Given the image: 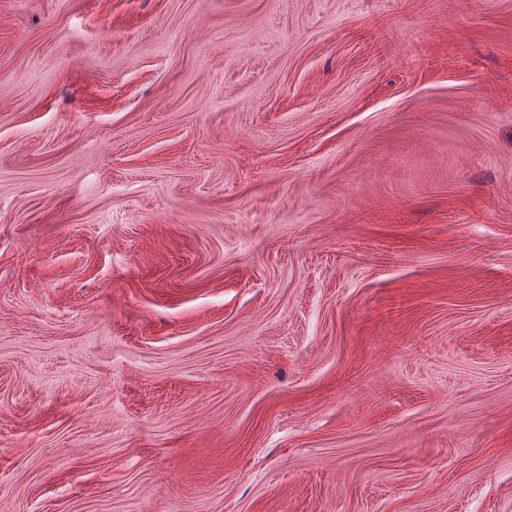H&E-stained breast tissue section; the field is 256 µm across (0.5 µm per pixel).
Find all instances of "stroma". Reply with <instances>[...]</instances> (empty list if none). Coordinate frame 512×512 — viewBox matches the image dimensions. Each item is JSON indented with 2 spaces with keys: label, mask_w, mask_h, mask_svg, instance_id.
<instances>
[{
  "label": "stroma",
  "mask_w": 512,
  "mask_h": 512,
  "mask_svg": "<svg viewBox=\"0 0 512 512\" xmlns=\"http://www.w3.org/2000/svg\"><path fill=\"white\" fill-rule=\"evenodd\" d=\"M0 512H512V0H0Z\"/></svg>",
  "instance_id": "35a3bbf8"
}]
</instances>
